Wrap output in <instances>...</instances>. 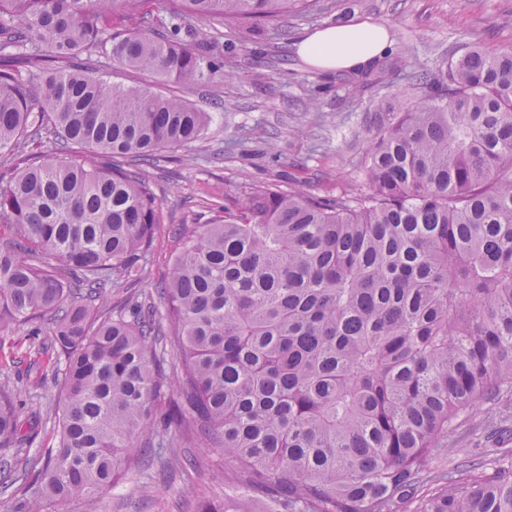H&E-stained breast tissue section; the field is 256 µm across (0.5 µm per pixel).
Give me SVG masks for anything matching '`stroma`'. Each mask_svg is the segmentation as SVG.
I'll return each mask as SVG.
<instances>
[{"label": "stroma", "mask_w": 512, "mask_h": 512, "mask_svg": "<svg viewBox=\"0 0 512 512\" xmlns=\"http://www.w3.org/2000/svg\"><path fill=\"white\" fill-rule=\"evenodd\" d=\"M370 19L385 25L393 53L403 54L407 73L355 90L345 71L319 72L298 55L303 35L328 25ZM209 36L224 46L220 83L186 88L168 84L167 94L187 98L215 115L206 137L189 152L169 151L166 161L142 165L156 185L161 222L140 281L113 289L111 305L154 295L171 271L181 224L221 219L212 202L234 206L254 185L273 179L300 182L319 194L362 182L368 141L399 102L418 89L410 72L436 70L448 57L472 47L512 45V0H312L257 27L210 23ZM53 320L41 334L20 330L0 335V384L9 383L26 412L36 413L34 445L57 444L54 408L63 396ZM144 445L163 446L172 465L135 459L104 497L100 512H197L201 501L232 497L220 451L191 444L160 421L143 433ZM512 397L478 404L448 438V465L475 464L483 471L512 468Z\"/></svg>", "instance_id": "35a3bbf8"}]
</instances>
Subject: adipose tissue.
Wrapping results in <instances>:
<instances>
[{
	"label": "adipose tissue",
	"instance_id": "adipose-tissue-1",
	"mask_svg": "<svg viewBox=\"0 0 512 512\" xmlns=\"http://www.w3.org/2000/svg\"><path fill=\"white\" fill-rule=\"evenodd\" d=\"M387 29L377 23L361 21L331 25L302 37L298 54L315 70H357L389 52Z\"/></svg>",
	"mask_w": 512,
	"mask_h": 512
}]
</instances>
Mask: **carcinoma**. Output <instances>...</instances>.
Wrapping results in <instances>:
<instances>
[{"label":"carcinoma","instance_id":"carcinoma-1","mask_svg":"<svg viewBox=\"0 0 512 512\" xmlns=\"http://www.w3.org/2000/svg\"><path fill=\"white\" fill-rule=\"evenodd\" d=\"M161 33H115L141 0H0V333L54 314L65 399L58 446L9 512H99L147 424L224 452L266 512H512V476L448 470L443 439L512 384V46L416 75L422 97L373 136L357 192L262 183L219 224L179 232L161 306L98 318L140 279L160 223L127 170L203 140L213 120L76 59L194 86L222 80L186 16L251 22L306 0H182ZM48 138L51 155L19 146ZM105 154L90 167L74 154ZM72 280L61 278L59 265ZM181 363L169 394V351ZM30 418L0 385V489L28 479ZM92 59L93 69L112 83L132 87L153 84L154 82V78L150 74L120 68L112 63L110 56L105 54L100 53L97 56H93Z\"/></svg>","mask_w":512,"mask_h":512}]
</instances>
